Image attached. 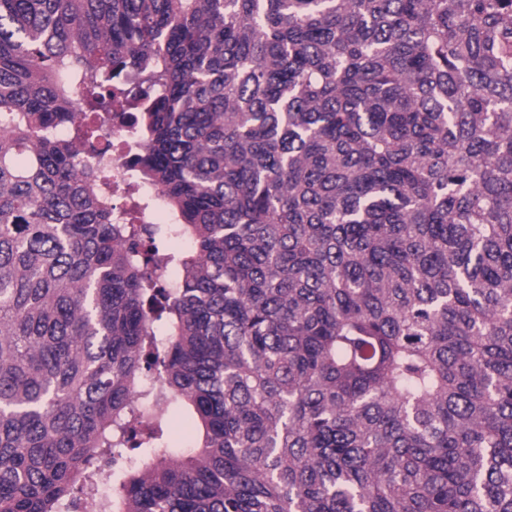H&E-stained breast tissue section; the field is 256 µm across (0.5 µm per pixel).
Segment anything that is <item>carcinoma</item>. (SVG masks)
Listing matches in <instances>:
<instances>
[{
	"mask_svg": "<svg viewBox=\"0 0 512 512\" xmlns=\"http://www.w3.org/2000/svg\"><path fill=\"white\" fill-rule=\"evenodd\" d=\"M0 119V512H512V0H0ZM133 112H113L110 136L112 148L102 153L88 151L77 144L81 158L92 156L91 187L112 198V222L131 227L132 240L147 224H173L163 195L154 187L138 186L130 181L128 161L130 149L137 143ZM182 427L181 421L176 417L165 434L171 447L170 451L175 455H186L191 450V436L184 432Z\"/></svg>",
	"mask_w": 512,
	"mask_h": 512,
	"instance_id": "cac0c4a2",
	"label": "carcinoma"
}]
</instances>
